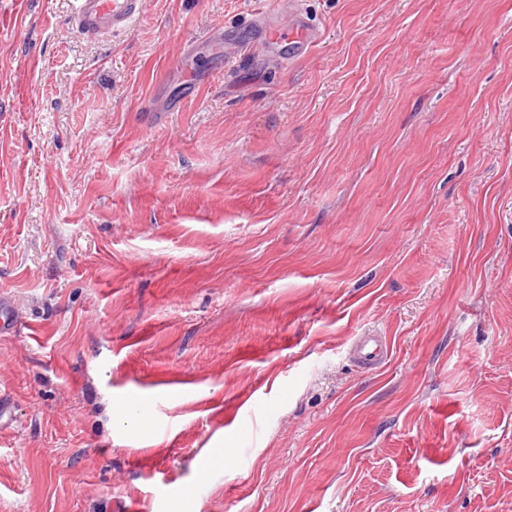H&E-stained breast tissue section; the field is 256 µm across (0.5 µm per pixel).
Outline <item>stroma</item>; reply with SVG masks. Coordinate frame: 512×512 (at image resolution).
<instances>
[{"label":"stroma","instance_id":"stroma-1","mask_svg":"<svg viewBox=\"0 0 512 512\" xmlns=\"http://www.w3.org/2000/svg\"><path fill=\"white\" fill-rule=\"evenodd\" d=\"M269 7L0 0V512H512V0ZM70 18L76 32L96 36L127 33L143 12L144 0H74ZM302 0H289L283 3L288 8L289 20L281 22L272 15H278L281 5L276 4L273 14L254 20V37L245 45L246 49L264 50L271 46H282L288 52L284 54L283 62L288 65L296 61L313 47L320 38L319 31L306 21V12ZM391 355L390 343L386 336L374 332L356 336L350 346V356L359 367L369 370L383 367Z\"/></svg>","mask_w":512,"mask_h":512}]
</instances>
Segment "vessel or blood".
Listing matches in <instances>:
<instances>
[{
	"mask_svg": "<svg viewBox=\"0 0 512 512\" xmlns=\"http://www.w3.org/2000/svg\"><path fill=\"white\" fill-rule=\"evenodd\" d=\"M70 18L72 29L83 35L125 33L143 12L144 0H74ZM288 21L269 15L254 20L255 34L247 42L250 50H263L275 45L284 47V64H291L313 47L319 31L306 20L303 0H287ZM391 347L387 337L374 332L356 337L350 346V356L359 367L374 370L389 360Z\"/></svg>",
	"mask_w": 512,
	"mask_h": 512,
	"instance_id": "1",
	"label": "vessel or blood"
}]
</instances>
